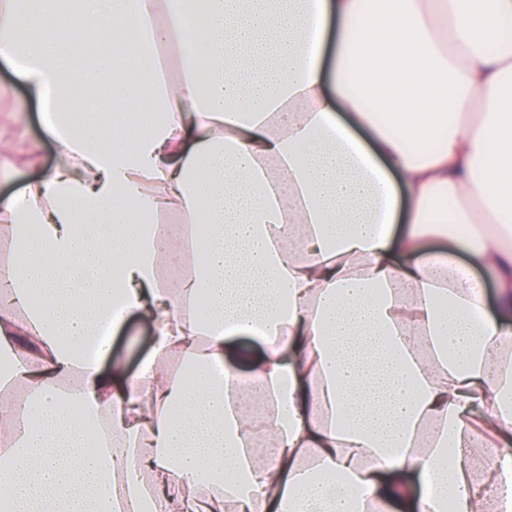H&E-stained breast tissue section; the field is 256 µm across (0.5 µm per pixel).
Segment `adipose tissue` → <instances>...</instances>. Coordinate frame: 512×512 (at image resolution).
Segmentation results:
<instances>
[{
	"mask_svg": "<svg viewBox=\"0 0 512 512\" xmlns=\"http://www.w3.org/2000/svg\"><path fill=\"white\" fill-rule=\"evenodd\" d=\"M46 3L16 40L0 0L58 152L0 206V512H512V336L453 257L512 308V0ZM133 314L129 374L98 330ZM456 260L461 265L468 267L474 276L484 281L485 304L489 316L492 317L504 331L512 332V316H503L499 312L498 286L496 282L488 276L483 267L468 253L456 252ZM152 344V325L137 316H131L113 337L112 362L121 364L126 371L132 373L151 352Z\"/></svg>",
	"mask_w": 512,
	"mask_h": 512,
	"instance_id": "1",
	"label": "adipose tissue"
}]
</instances>
